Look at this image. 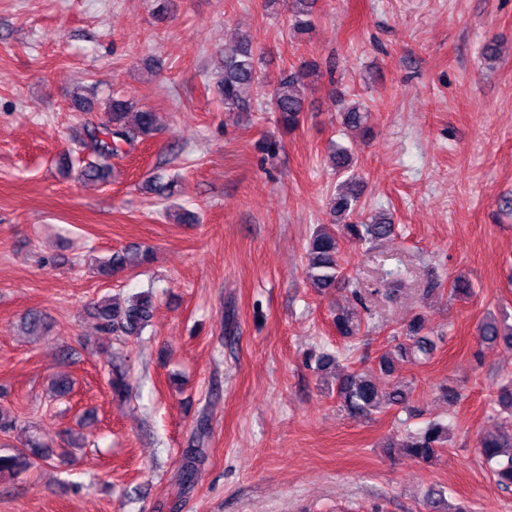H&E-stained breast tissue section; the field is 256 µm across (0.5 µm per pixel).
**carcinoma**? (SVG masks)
<instances>
[{
    "mask_svg": "<svg viewBox=\"0 0 512 512\" xmlns=\"http://www.w3.org/2000/svg\"><path fill=\"white\" fill-rule=\"evenodd\" d=\"M313 0H292L290 6L293 25L306 28L309 25ZM261 54L247 35L238 37L224 46V56L218 68L217 93L226 112H249L251 101L243 91L258 84ZM307 71L301 67L284 76L270 97V111L276 113V123L285 131L297 128L305 112V96L302 92ZM107 123L103 130L91 129L87 136L93 141L96 159L81 167V176L88 182L104 181L111 173L110 160L123 151V146H132L153 136L158 130L157 113L137 107L123 97L114 96L106 107ZM342 124L350 129H360L368 119V110L361 105H348L341 109ZM329 163L336 170L353 167L352 157L347 149L337 147L329 155ZM356 177L345 181V188L331 199L330 215L333 223L316 227L306 247V273L315 288L327 290L343 277V263L340 255V239L359 243L387 238L394 233L395 226L383 214L362 219L360 193L354 188ZM153 259L149 250L117 251L104 263L101 271L110 274L115 270L139 267ZM352 306L339 308L333 318L336 334L354 341L361 328V310L366 308L370 298L363 289L351 290ZM153 310L152 297L148 294L132 296L121 302L114 298L103 299L94 307V315L100 329L106 334L139 336L147 326ZM509 316L486 320L480 327V339L484 343H501L512 348V323ZM425 320L415 317L392 336L388 346L378 357L375 369L367 371H345L336 374V397L343 410L356 418H369L377 413L395 407H402L409 401L411 383L401 380L387 390H380L376 379L391 376L403 366L418 363L433 353V341L423 333ZM26 334L40 336L47 331L44 317L36 312L26 316L22 322ZM73 389L66 376H55L50 380V394L66 397ZM24 438L16 446L0 451V477L14 476L36 464L50 459L53 452L39 437L22 427ZM448 425L439 420H429L425 426L408 435L401 447L410 458L423 463L436 460L448 444ZM478 448L484 459L495 464L493 475L501 488H512V431L508 434H484L479 437ZM202 449L186 451L181 464V478L193 481L197 462Z\"/></svg>",
    "mask_w": 512,
    "mask_h": 512,
    "instance_id": "obj_1",
    "label": "carcinoma"
}]
</instances>
